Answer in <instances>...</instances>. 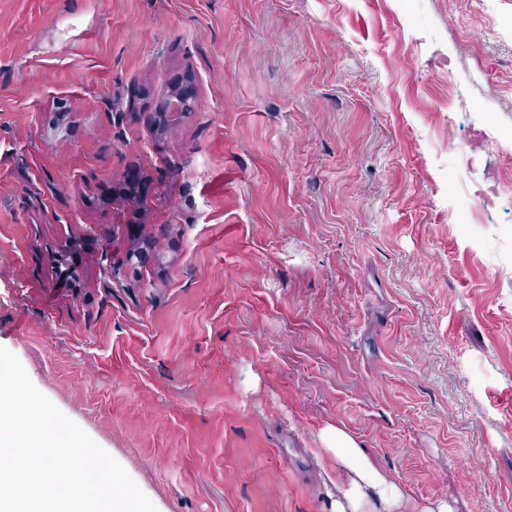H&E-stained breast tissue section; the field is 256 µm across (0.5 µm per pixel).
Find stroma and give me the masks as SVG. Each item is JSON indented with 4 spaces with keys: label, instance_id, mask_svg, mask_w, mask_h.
Returning a JSON list of instances; mask_svg holds the SVG:
<instances>
[{
    "label": "stroma",
    "instance_id": "obj_1",
    "mask_svg": "<svg viewBox=\"0 0 512 512\" xmlns=\"http://www.w3.org/2000/svg\"><path fill=\"white\" fill-rule=\"evenodd\" d=\"M0 346L157 512H512V0H0ZM163 102L168 104V112L188 113L195 111L197 98L194 89L181 82L172 88L169 96ZM320 438L324 448L318 457L334 475L329 477L336 486L330 512L448 511L445 503L417 509L406 488L390 478L370 450L339 425H326Z\"/></svg>",
    "mask_w": 512,
    "mask_h": 512
}]
</instances>
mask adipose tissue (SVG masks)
<instances>
[{"mask_svg":"<svg viewBox=\"0 0 512 512\" xmlns=\"http://www.w3.org/2000/svg\"><path fill=\"white\" fill-rule=\"evenodd\" d=\"M320 438L319 458L336 487L331 512H448L444 503L416 507L406 488L390 478L370 450L344 428L326 425Z\"/></svg>","mask_w":512,"mask_h":512,"instance_id":"1","label":"adipose tissue"}]
</instances>
